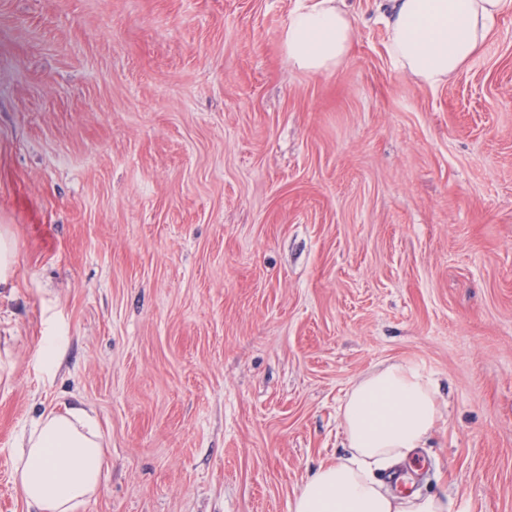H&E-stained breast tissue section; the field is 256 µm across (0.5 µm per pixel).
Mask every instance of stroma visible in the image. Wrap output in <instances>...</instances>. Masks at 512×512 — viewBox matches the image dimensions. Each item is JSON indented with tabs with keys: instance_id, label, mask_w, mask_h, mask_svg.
Segmentation results:
<instances>
[{
	"instance_id": "obj_1",
	"label": "stroma",
	"mask_w": 512,
	"mask_h": 512,
	"mask_svg": "<svg viewBox=\"0 0 512 512\" xmlns=\"http://www.w3.org/2000/svg\"><path fill=\"white\" fill-rule=\"evenodd\" d=\"M298 2L0 0V512L71 401L109 450L81 512H291L390 362L441 390L416 489L512 512V6L430 87L376 0L338 67H291ZM16 243L8 225L0 226V288H11L16 274ZM64 348L61 336H46L40 346L39 357L47 368H54L61 359Z\"/></svg>"
}]
</instances>
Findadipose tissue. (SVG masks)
I'll return each mask as SVG.
<instances>
[{
	"label": "adipose tissue",
	"mask_w": 512,
	"mask_h": 512,
	"mask_svg": "<svg viewBox=\"0 0 512 512\" xmlns=\"http://www.w3.org/2000/svg\"><path fill=\"white\" fill-rule=\"evenodd\" d=\"M343 0H302L282 33L292 66L318 74L338 66L354 35ZM512 0H382L388 53L434 87L474 57ZM439 386L421 368L391 362L360 375L340 408L347 457L319 465L292 512H453L447 496L397 495L384 472L425 447L439 414ZM105 450L86 408L44 410L16 444L14 481L30 512H79L102 488Z\"/></svg>",
	"instance_id": "ef3b65f1"
}]
</instances>
